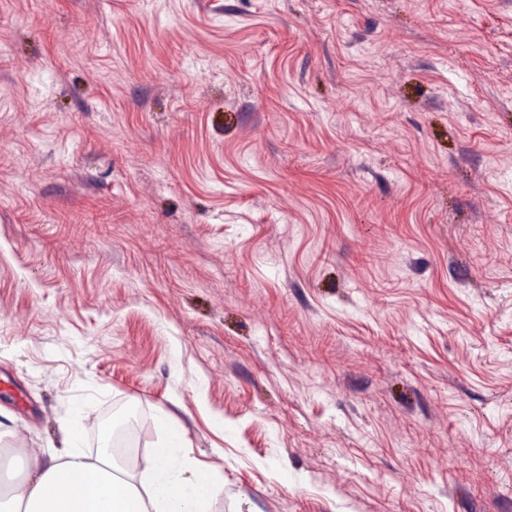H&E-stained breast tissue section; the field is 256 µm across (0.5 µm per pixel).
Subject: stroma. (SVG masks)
I'll return each instance as SVG.
<instances>
[{
    "label": "stroma",
    "mask_w": 512,
    "mask_h": 512,
    "mask_svg": "<svg viewBox=\"0 0 512 512\" xmlns=\"http://www.w3.org/2000/svg\"><path fill=\"white\" fill-rule=\"evenodd\" d=\"M128 410L210 512H512V0H0V447Z\"/></svg>",
    "instance_id": "35a3bbf8"
}]
</instances>
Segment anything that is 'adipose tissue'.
Returning a JSON list of instances; mask_svg holds the SVG:
<instances>
[{"instance_id": "adipose-tissue-1", "label": "adipose tissue", "mask_w": 512, "mask_h": 512, "mask_svg": "<svg viewBox=\"0 0 512 512\" xmlns=\"http://www.w3.org/2000/svg\"><path fill=\"white\" fill-rule=\"evenodd\" d=\"M158 425L163 441L137 473L108 450L88 454L81 433L66 430L49 460L25 455V475L10 483L0 512H208L222 485L183 458L182 429L164 414Z\"/></svg>"}]
</instances>
